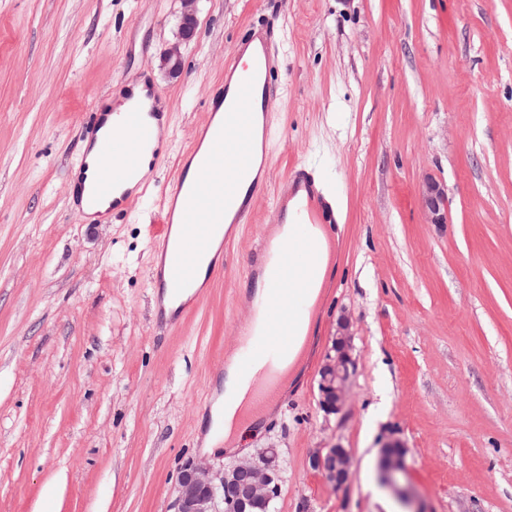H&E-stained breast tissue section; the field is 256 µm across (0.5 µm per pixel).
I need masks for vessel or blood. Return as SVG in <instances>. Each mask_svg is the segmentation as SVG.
<instances>
[{"mask_svg":"<svg viewBox=\"0 0 512 512\" xmlns=\"http://www.w3.org/2000/svg\"><path fill=\"white\" fill-rule=\"evenodd\" d=\"M276 28L269 20L250 33L257 40L251 65L240 66L238 56L224 62V81L208 100V118L201 132L206 151L196 162H182L160 210V225L152 236L157 252L167 264L166 279L157 288L176 305L173 319H181L186 307L181 299L192 288L197 264L227 223H246L259 193L255 164H268L275 88L271 77L279 60L271 54L269 38ZM144 98L134 99L115 117L91 112L84 138L98 150V162L89 184H76L74 200L94 207L112 202L113 213L125 212L149 194L148 180L139 179L143 160L159 164L161 143L170 132V118L159 106L154 85ZM138 179L136 190L124 189ZM276 224L293 225L288 239L264 240L250 261L251 276L267 275L264 302L252 308L249 320L250 349L238 363L243 380L257 387L260 402L276 401L274 386L289 356L288 338L300 316L301 302L316 272L315 227L336 221V211L325 198L312 171L294 166L288 175L285 196L277 197L272 213ZM187 225L179 241H172L171 226Z\"/></svg>","mask_w":512,"mask_h":512,"instance_id":"obj_1","label":"vessel or blood"}]
</instances>
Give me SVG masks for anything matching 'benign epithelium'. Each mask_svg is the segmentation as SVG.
Instances as JSON below:
<instances>
[{"label":"benign epithelium","instance_id":"7a95c632","mask_svg":"<svg viewBox=\"0 0 512 512\" xmlns=\"http://www.w3.org/2000/svg\"><path fill=\"white\" fill-rule=\"evenodd\" d=\"M197 0H182L179 41L167 49L161 58V68L176 76L182 69L181 45L194 36ZM424 205L431 223L446 222L447 193L435 181L425 184ZM351 324L346 318L338 323L333 345L334 354L327 356L321 369L320 405L327 412H336L346 399L353 361ZM406 448L395 442L382 448L381 481L398 489V476L406 471ZM312 467L325 472L338 486L350 478L351 455L345 448H330L324 455L312 458ZM281 464L275 448H265L255 460L240 461L221 472L207 463L191 462L179 479L176 512H246L247 506L261 501L267 505L280 495Z\"/></svg>","mask_w":512,"mask_h":512}]
</instances>
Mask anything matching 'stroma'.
<instances>
[{"mask_svg":"<svg viewBox=\"0 0 512 512\" xmlns=\"http://www.w3.org/2000/svg\"><path fill=\"white\" fill-rule=\"evenodd\" d=\"M183 69L159 68L180 0H0V512H174L249 303L238 290L272 195L178 324L152 286L177 159L224 60L276 16L270 177L321 171L345 223L298 384L248 457L278 449L274 512H413L379 477L391 440L425 512H512V0H199ZM147 74L172 137L150 200L88 223L69 202L92 110ZM448 221L422 203L426 179ZM353 324L341 411L320 406ZM341 446L352 477L311 466ZM423 198L431 223L444 224L448 200L444 188L436 181H428L425 184ZM351 324L347 318L338 323L333 345L334 355H328L321 369L320 405L326 412H337L346 399L348 382L353 369L351 350Z\"/></svg>","mask_w":512,"mask_h":512,"instance_id":"obj_1","label":"stroma"}]
</instances>
